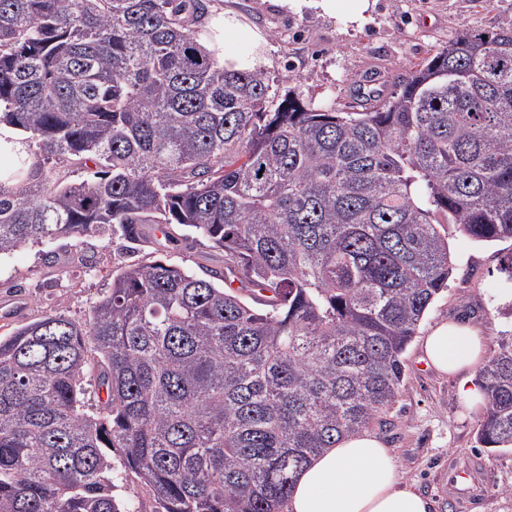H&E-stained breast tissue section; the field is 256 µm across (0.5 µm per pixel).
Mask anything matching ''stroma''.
Masks as SVG:
<instances>
[{
	"label": "stroma",
	"mask_w": 512,
	"mask_h": 512,
	"mask_svg": "<svg viewBox=\"0 0 512 512\" xmlns=\"http://www.w3.org/2000/svg\"><path fill=\"white\" fill-rule=\"evenodd\" d=\"M234 11L265 39L261 66L280 90L321 101L332 97L339 110L355 106L368 79L390 96L414 64L463 31L512 27V0H372L363 20L344 12L306 7L294 12L277 0H210V13ZM144 241L121 236H85L27 243L0 257V303L18 301L19 316H0V338L49 314L84 320L112 285L115 268L169 260L189 269L219 267L221 258L206 239L165 236L143 227ZM455 272L448 290L428 309L404 354V380L395 402L374 427L391 448L403 484L431 498L434 512L448 505V466L479 462L487 485L474 512H512V451L485 448L477 437L482 414L460 401L456 378L419 363L420 337L448 321L468 323L486 338L487 353L512 337V281L501 271L512 242L478 244L449 230Z\"/></svg>",
	"instance_id": "stroma-1"
}]
</instances>
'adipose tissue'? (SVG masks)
Returning <instances> with one entry per match:
<instances>
[{
	"label": "adipose tissue",
	"mask_w": 512,
	"mask_h": 512,
	"mask_svg": "<svg viewBox=\"0 0 512 512\" xmlns=\"http://www.w3.org/2000/svg\"><path fill=\"white\" fill-rule=\"evenodd\" d=\"M199 42L227 69L254 70L264 56L234 51L235 43L260 36L235 15L209 19ZM485 355L484 338L471 327L443 323L424 336L420 360L436 372L459 377L462 402L485 405V394L473 378ZM432 501L403 486L390 448L375 434L362 432L339 440L315 457L299 475L288 501L289 512H431Z\"/></svg>",
	"instance_id": "1"
}]
</instances>
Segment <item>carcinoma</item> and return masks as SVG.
<instances>
[{
  "label": "carcinoma",
  "instance_id": "obj_1",
  "mask_svg": "<svg viewBox=\"0 0 512 512\" xmlns=\"http://www.w3.org/2000/svg\"><path fill=\"white\" fill-rule=\"evenodd\" d=\"M207 2L0 0V122L32 158L3 169L0 256L144 224L224 253L121 267L84 321L0 339V512H287L315 456L384 424L448 225L512 241V28L338 112L218 65L189 28ZM478 381V442L512 449V341Z\"/></svg>",
  "mask_w": 512,
  "mask_h": 512
}]
</instances>
